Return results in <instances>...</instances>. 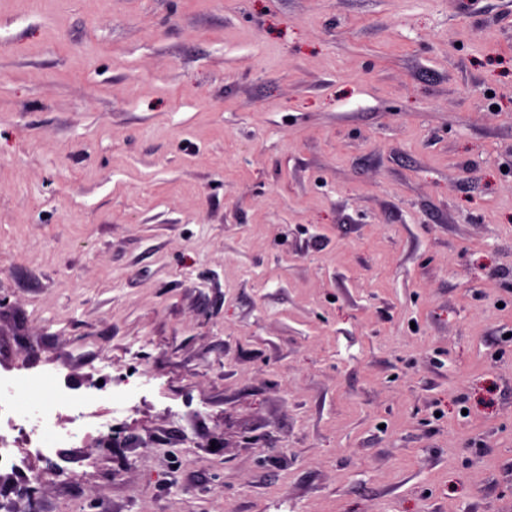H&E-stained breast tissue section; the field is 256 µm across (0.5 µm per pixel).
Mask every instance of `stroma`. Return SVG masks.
Masks as SVG:
<instances>
[{"label":"stroma","mask_w":512,"mask_h":512,"mask_svg":"<svg viewBox=\"0 0 512 512\" xmlns=\"http://www.w3.org/2000/svg\"><path fill=\"white\" fill-rule=\"evenodd\" d=\"M22 364L39 512H512V0H0ZM51 377L46 373L30 374L25 373L22 375H15L11 373H5L3 377L0 374V387L2 384H20L30 392H39L45 388L50 382Z\"/></svg>","instance_id":"stroma-1"}]
</instances>
